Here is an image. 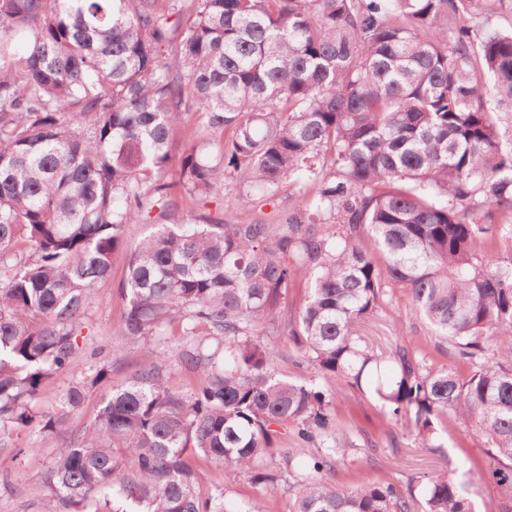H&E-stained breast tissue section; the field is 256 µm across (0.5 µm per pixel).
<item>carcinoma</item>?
Returning a JSON list of instances; mask_svg holds the SVG:
<instances>
[{
    "label": "carcinoma",
    "mask_w": 512,
    "mask_h": 512,
    "mask_svg": "<svg viewBox=\"0 0 512 512\" xmlns=\"http://www.w3.org/2000/svg\"><path fill=\"white\" fill-rule=\"evenodd\" d=\"M474 3L0 0V439L70 368L124 226L157 205L171 223L129 251L117 334L157 344L176 324L181 370L201 376L186 391L159 356L78 430L66 422L109 365L73 381L35 430L58 444L46 512H254L225 496L229 471L282 487L290 512H474L446 473L419 497L327 481L356 447L331 409L346 391L427 448L450 417L479 433L512 512V27L473 28ZM191 105L232 130L216 164L200 144L175 152ZM226 171L246 188L230 207L287 178L312 195L274 224H225L204 207ZM395 287L467 372L356 334ZM277 336L315 378L277 375ZM290 427L297 447H278Z\"/></svg>",
    "instance_id": "carcinoma-1"
}]
</instances>
